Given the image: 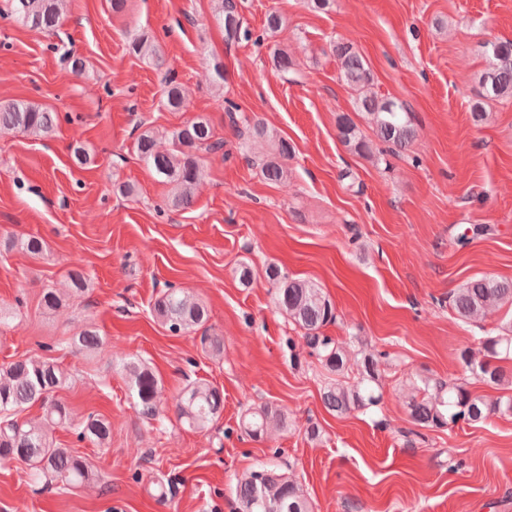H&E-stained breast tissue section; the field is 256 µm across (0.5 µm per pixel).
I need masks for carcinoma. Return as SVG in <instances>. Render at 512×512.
Masks as SVG:
<instances>
[{
    "instance_id": "1",
    "label": "carcinoma",
    "mask_w": 512,
    "mask_h": 512,
    "mask_svg": "<svg viewBox=\"0 0 512 512\" xmlns=\"http://www.w3.org/2000/svg\"><path fill=\"white\" fill-rule=\"evenodd\" d=\"M66 0H11L15 21L35 29L52 30L58 26ZM217 20L223 25L225 41L232 45L250 40L252 33L243 27L237 0H215ZM339 63V79L355 94V111L363 114L376 138L396 150H404L416 137L415 115L402 103L381 98L371 90V74L362 55L348 39L330 43ZM131 51L143 61L161 65L156 38L140 33L130 43ZM489 63L481 74L482 95L486 98L512 97V41H494L485 45ZM274 67L296 80L297 70L286 49L272 55ZM167 109L180 112L186 107L182 86L169 79L163 92ZM228 123L244 143L271 141L274 153L264 160L265 178L280 183L288 178V159L294 147L278 136L260 119L239 112L231 100H225ZM58 114L25 100H12L0 105V132L19 130L31 137L44 139L54 132ZM336 128L341 143L349 150L368 154L372 142L362 135L348 114L337 116ZM170 147L160 146L153 131L144 130L135 141L139 157L155 174L174 188L170 206L186 209L193 203L194 191L202 176V156L224 150V140L214 134L207 118L198 116L170 132ZM31 255L44 250V241L30 236L4 242ZM266 278L275 286L273 303L288 321L303 331L302 337L322 366L334 374L323 392V403L331 411L345 414L367 410L380 402L379 385L381 355L362 353L355 365L349 364L348 351L323 333V328L336 321V307L316 284L290 277L271 263L265 268ZM70 291L83 294L89 279L80 266L68 271ZM448 303L464 322L482 320L489 309L507 306L512 309V281L473 278L448 296ZM155 319L174 334L204 326L209 318L206 304L194 295L169 287L154 301ZM71 346L80 352L97 354L104 341L97 331L88 329L73 339ZM512 359V320L503 333L488 336L475 354L465 350L460 360L476 378L494 385L505 381L501 363ZM120 370L127 380L133 406L146 420L160 418L164 388L154 371L141 360L124 361ZM71 381V374L52 358L32 357L16 360L0 367V463L20 461L27 464L32 476L45 485L63 489L101 480L86 458L59 448L50 431L63 426L74 430L77 439L104 448L112 440V421L90 413L76 417L59 397ZM45 411L43 421L35 423L19 419V414L33 404ZM176 419L194 431H208L224 410V391L207 380L188 383L172 398ZM407 409L412 422L423 428H445L460 421L484 422L496 415L512 414V396L488 400L474 394L465 382L434 381L414 388ZM285 413L272 403L247 411L240 428L252 439L268 433L272 427H285ZM239 512H312V504L302 486L274 468L261 466L243 475L235 488Z\"/></svg>"
}]
</instances>
